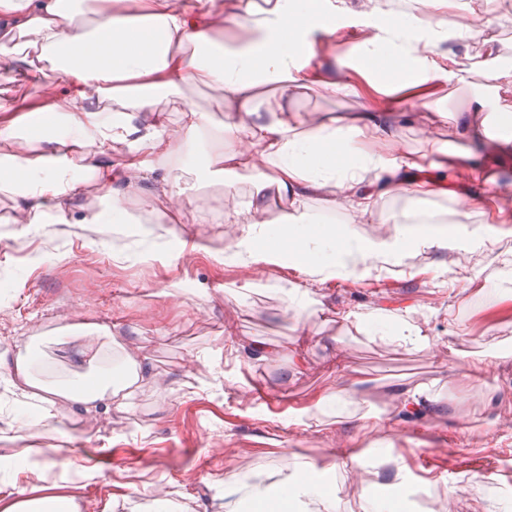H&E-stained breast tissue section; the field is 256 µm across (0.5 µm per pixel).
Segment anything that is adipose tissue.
<instances>
[{"instance_id":"adipose-tissue-1","label":"adipose tissue","mask_w":512,"mask_h":512,"mask_svg":"<svg viewBox=\"0 0 512 512\" xmlns=\"http://www.w3.org/2000/svg\"><path fill=\"white\" fill-rule=\"evenodd\" d=\"M356 12L370 28L355 48L366 69L393 82L458 79L455 58L439 49L450 35L422 14L386 9L383 0H363L357 9L351 0H265L261 8L253 0H0V72L11 76L0 86V197L10 203V223H70L72 202L82 197L83 223L126 224L122 200L143 192L146 174H161V193L177 211L187 194L180 171L224 186L231 176L255 172L262 182L235 212L233 245L213 249L195 239L190 248L227 265L261 269L265 286H277L275 271L290 261L308 280H361L419 251L485 250L484 194L456 183L452 167L478 169L473 149L494 120L492 100L473 95L461 120L449 126L455 163L443 154L417 153L401 136L407 121L438 125L441 105L411 104L395 114L365 110L340 120L294 109L310 83L308 36L326 30L329 61L344 62L339 34ZM31 87L42 88L41 97L21 105ZM200 87L214 91L215 107L224 114L221 129L194 106L192 93ZM175 106L183 120L173 126L165 114ZM372 139L381 149L369 148ZM116 153L122 157L117 165ZM389 193L410 202L399 230L361 236L358 225L371 223L378 198ZM440 193L454 201L445 219L422 207ZM311 200L325 212L347 211L349 225L313 228L306 207ZM443 220L454 224V232L440 230ZM340 318L400 346H430L409 311L349 310ZM84 338L79 326L58 328L54 336L93 378L90 386L47 378L36 343L17 346L11 361L17 390L47 406L30 418L34 435L62 433L52 411L61 399L80 409L109 402L127 409L118 394L140 381V361L113 355L107 327H98L94 345ZM356 382L347 375L344 385L312 405L291 409L290 423L372 431L385 447L394 414L416 413L430 403L420 390L405 388L394 412L368 416L354 407ZM357 467V458L338 463L328 456L289 468L271 484L250 482L227 465L232 491L224 512H250L276 491L290 512H340L326 478L336 471L349 476ZM75 508L52 486L39 497L0 495V512Z\"/></svg>"}]
</instances>
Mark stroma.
<instances>
[{
	"label": "stroma",
	"instance_id": "obj_1",
	"mask_svg": "<svg viewBox=\"0 0 512 512\" xmlns=\"http://www.w3.org/2000/svg\"><path fill=\"white\" fill-rule=\"evenodd\" d=\"M495 30L503 45L495 59L479 47L445 48L460 59L464 79L444 83L439 104L449 113L463 110L474 94L495 96L485 72L512 67V9L497 12ZM320 79L296 101L304 112L347 114L366 108L386 112L409 95L404 84L359 69L321 66ZM346 86L343 96L321 90L323 80ZM488 194L486 255L456 266L443 251L416 254L379 278L357 282L330 279L315 285L326 311L380 308L417 310L432 347L406 351L372 340L357 325L335 326L320 314L298 318L287 298L262 289L238 293L237 284L260 278L251 267L227 266L202 251L185 250L160 263L140 257L145 228L163 227L225 248L233 227L214 186L194 181L193 203L177 216L163 213L160 182L150 179L144 195L130 196L132 216L125 233L112 226L81 223L73 209L71 224H9L0 203V355L15 343L46 336L64 325L108 327L126 347L141 350L152 375L130 395V410L117 414L100 408L88 413L67 406L59 415L77 432L67 453L48 475L27 474L18 485L23 495L42 494L45 486L90 504L95 512H128L125 500L136 492L181 493L182 512H224L227 459L237 467L268 473L295 464L321 461L330 450L364 456L369 437L355 431L313 430L288 422L290 408L311 405L340 380L333 360L342 356L364 380L366 400L391 409V389L421 387L442 406L439 415L398 420L384 463L358 469L352 487H338L342 512H360L362 497H390L399 471L418 482L424 498L416 512H441L444 497L473 503L477 512H506L512 507V373L488 365L477 377L466 374L475 355L497 345L512 366V291L490 307L477 300L496 279L503 261H512V155L487 158L482 172ZM212 198L206 223H195V200ZM127 259L114 260L118 250ZM181 284V294L169 292ZM232 335H225V323ZM306 339L307 368L294 374L291 348ZM271 345L256 359L251 342ZM8 366L0 365V455L26 450L31 442L26 418L5 390ZM104 473L103 481L80 478L81 467Z\"/></svg>",
	"mask_w": 512,
	"mask_h": 512
}]
</instances>
